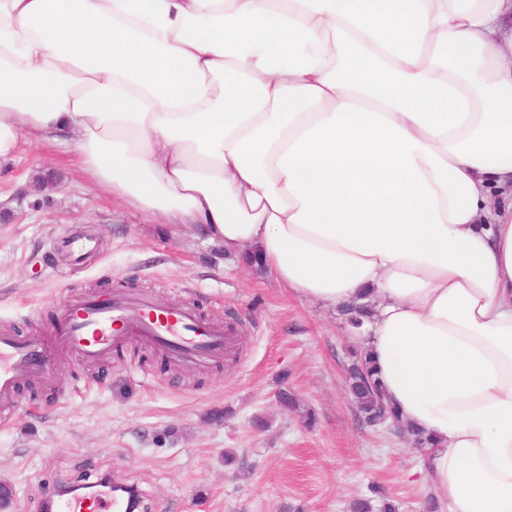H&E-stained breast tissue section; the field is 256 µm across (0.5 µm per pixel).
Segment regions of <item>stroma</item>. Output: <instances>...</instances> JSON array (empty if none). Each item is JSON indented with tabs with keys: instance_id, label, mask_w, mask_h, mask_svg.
Wrapping results in <instances>:
<instances>
[{
	"instance_id": "stroma-1",
	"label": "stroma",
	"mask_w": 512,
	"mask_h": 512,
	"mask_svg": "<svg viewBox=\"0 0 512 512\" xmlns=\"http://www.w3.org/2000/svg\"><path fill=\"white\" fill-rule=\"evenodd\" d=\"M0 327L52 333L70 294L132 288L185 303L236 331L204 370L121 358L84 367L50 350L54 383L22 386L0 412V512H41L61 483L103 475L135 486L146 512H349L381 487L399 512L433 492L401 427L367 426L345 384L356 333L338 310L288 293L193 230L94 190L73 144L24 143L0 166ZM89 232L75 262L54 238ZM288 390L315 416L284 410ZM265 429L252 426L255 416Z\"/></svg>"
}]
</instances>
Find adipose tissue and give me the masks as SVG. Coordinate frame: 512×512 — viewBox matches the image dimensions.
<instances>
[{"label":"adipose tissue","mask_w":512,"mask_h":512,"mask_svg":"<svg viewBox=\"0 0 512 512\" xmlns=\"http://www.w3.org/2000/svg\"><path fill=\"white\" fill-rule=\"evenodd\" d=\"M512 0H0V163L75 136L112 197L329 308L448 512H512Z\"/></svg>","instance_id":"1"}]
</instances>
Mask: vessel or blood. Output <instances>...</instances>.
Segmentation results:
<instances>
[{
    "label": "vessel or blood",
    "instance_id": "obj_1",
    "mask_svg": "<svg viewBox=\"0 0 512 512\" xmlns=\"http://www.w3.org/2000/svg\"><path fill=\"white\" fill-rule=\"evenodd\" d=\"M58 330L49 336H18L0 330V398L11 399L25 383L53 382L47 350L56 347L86 364L97 363L133 339L162 350L184 368L200 370L227 352L234 338L223 325L192 307L170 304L140 292L109 299L71 295L58 307ZM50 512H126L114 494H65Z\"/></svg>",
    "mask_w": 512,
    "mask_h": 512
}]
</instances>
